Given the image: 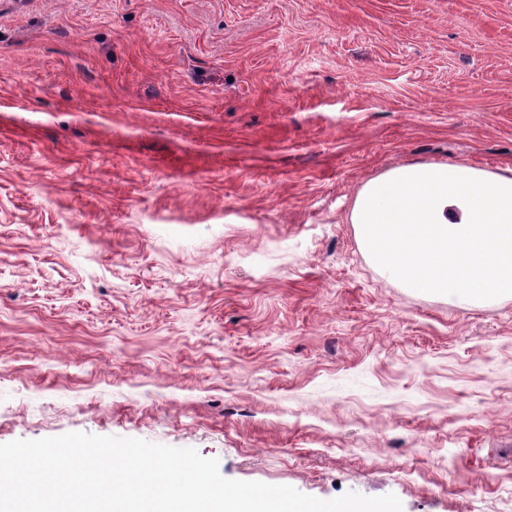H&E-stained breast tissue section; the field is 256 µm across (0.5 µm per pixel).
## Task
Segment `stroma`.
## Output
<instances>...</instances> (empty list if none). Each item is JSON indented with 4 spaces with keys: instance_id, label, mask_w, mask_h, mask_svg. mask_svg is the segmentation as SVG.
<instances>
[{
    "instance_id": "obj_1",
    "label": "stroma",
    "mask_w": 512,
    "mask_h": 512,
    "mask_svg": "<svg viewBox=\"0 0 512 512\" xmlns=\"http://www.w3.org/2000/svg\"><path fill=\"white\" fill-rule=\"evenodd\" d=\"M512 169V0H0V444L512 512V299L402 288L349 221Z\"/></svg>"
}]
</instances>
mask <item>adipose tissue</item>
<instances>
[{
  "label": "adipose tissue",
  "instance_id": "ef3b65f1",
  "mask_svg": "<svg viewBox=\"0 0 512 512\" xmlns=\"http://www.w3.org/2000/svg\"><path fill=\"white\" fill-rule=\"evenodd\" d=\"M350 221L368 254L415 294L512 298V170L411 163L362 185Z\"/></svg>",
  "mask_w": 512,
  "mask_h": 512
}]
</instances>
